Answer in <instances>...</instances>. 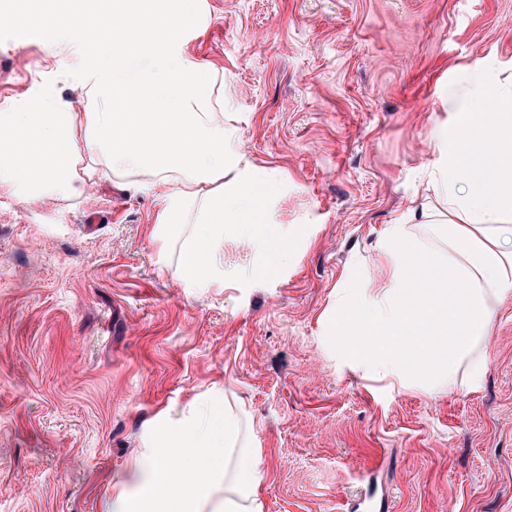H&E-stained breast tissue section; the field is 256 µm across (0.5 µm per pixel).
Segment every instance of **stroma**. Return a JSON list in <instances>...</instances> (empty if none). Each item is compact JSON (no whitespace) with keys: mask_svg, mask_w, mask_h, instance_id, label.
Returning <instances> with one entry per match:
<instances>
[{"mask_svg":"<svg viewBox=\"0 0 512 512\" xmlns=\"http://www.w3.org/2000/svg\"><path fill=\"white\" fill-rule=\"evenodd\" d=\"M183 51L275 172L284 240L226 228L223 287L195 288L151 235L152 188L0 194V512H103L155 418L194 401L260 448L265 512H512V297L482 382L432 394L346 366L354 339L327 321L340 289L387 278L380 243L424 195L442 88L512 74V0H202ZM79 59L67 28L0 31V112L86 101Z\"/></svg>","mask_w":512,"mask_h":512,"instance_id":"1","label":"stroma"}]
</instances>
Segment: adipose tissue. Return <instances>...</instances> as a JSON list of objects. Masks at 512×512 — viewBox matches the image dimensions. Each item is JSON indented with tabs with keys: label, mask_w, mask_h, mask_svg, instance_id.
I'll list each match as a JSON object with an SVG mask.
<instances>
[{
	"label": "adipose tissue",
	"mask_w": 512,
	"mask_h": 512,
	"mask_svg": "<svg viewBox=\"0 0 512 512\" xmlns=\"http://www.w3.org/2000/svg\"><path fill=\"white\" fill-rule=\"evenodd\" d=\"M195 14L194 0H38L15 16L76 35L94 25L106 48L80 58L92 107L84 133L74 113L48 99L0 113V191L54 194L98 172L150 185L159 191L153 238L182 243L175 276L220 288L225 226L250 243L279 238L264 218L276 182L233 146L223 86L182 52ZM440 106L448 118L433 131L438 158L423 200L391 224L381 247L386 281L341 289L356 314L330 321L331 332L363 338L346 353L350 366L422 388L438 373L470 385L482 378L494 314L512 295V139L484 148L473 137L479 128L512 135V77L460 71ZM409 224L428 225L448 248L443 296L405 274L422 259L402 246ZM238 434L228 412L162 414L145 444L146 470L107 512H264L260 451L239 446Z\"/></svg>",
	"instance_id": "adipose-tissue-1"
}]
</instances>
